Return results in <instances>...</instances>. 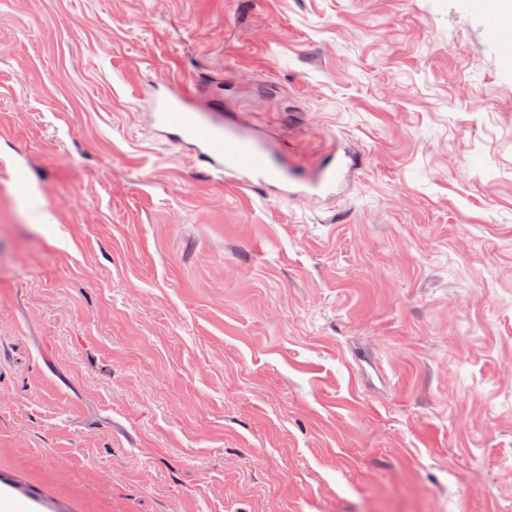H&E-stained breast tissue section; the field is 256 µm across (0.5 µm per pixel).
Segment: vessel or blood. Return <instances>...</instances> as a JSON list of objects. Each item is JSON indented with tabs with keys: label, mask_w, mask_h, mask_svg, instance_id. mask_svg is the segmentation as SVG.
Segmentation results:
<instances>
[{
	"label": "vessel or blood",
	"mask_w": 512,
	"mask_h": 512,
	"mask_svg": "<svg viewBox=\"0 0 512 512\" xmlns=\"http://www.w3.org/2000/svg\"><path fill=\"white\" fill-rule=\"evenodd\" d=\"M486 18L498 52L512 57V19L504 18L498 0H473ZM151 119L165 134L190 147L198 161L219 175L231 176L239 187L260 186L292 196L321 197L336 192L352 166L346 154L332 153L303 167L274 148L260 133L239 125L219 108L197 103L193 91L170 84L167 94L154 100Z\"/></svg>",
	"instance_id": "1"
}]
</instances>
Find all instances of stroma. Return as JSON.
<instances>
[{"mask_svg":"<svg viewBox=\"0 0 512 512\" xmlns=\"http://www.w3.org/2000/svg\"><path fill=\"white\" fill-rule=\"evenodd\" d=\"M168 81L358 164L238 188L150 124ZM1 498L512 512V60L472 0H0Z\"/></svg>","mask_w":512,"mask_h":512,"instance_id":"stroma-1","label":"stroma"}]
</instances>
